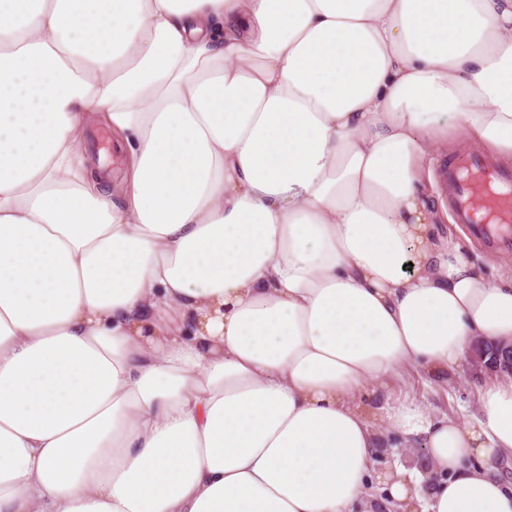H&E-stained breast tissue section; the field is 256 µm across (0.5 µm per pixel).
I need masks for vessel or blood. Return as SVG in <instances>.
<instances>
[{"label": "vessel or blood", "mask_w": 512, "mask_h": 512, "mask_svg": "<svg viewBox=\"0 0 512 512\" xmlns=\"http://www.w3.org/2000/svg\"><path fill=\"white\" fill-rule=\"evenodd\" d=\"M438 178L457 224L492 248L512 251V170L471 152L441 160Z\"/></svg>", "instance_id": "vessel-or-blood-1"}]
</instances>
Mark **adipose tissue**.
Returning a JSON list of instances; mask_svg holds the SVG:
<instances>
[{"label": "adipose tissue", "instance_id": "ef3b65f1", "mask_svg": "<svg viewBox=\"0 0 512 512\" xmlns=\"http://www.w3.org/2000/svg\"><path fill=\"white\" fill-rule=\"evenodd\" d=\"M452 135L512 157V0H0V512H512V382L358 400L512 342ZM89 140L95 159L97 160L98 151L102 152L112 167L113 177H117L121 170V160L120 157L112 151L111 131L103 124H95L90 131ZM498 378L477 366L468 354L440 379H430L413 367H406L400 377L381 384H370L361 396L362 404L377 413L395 399L410 397L428 407L433 416L451 417L470 422L478 416V390L488 379ZM386 438L392 446L399 448H384L378 452L375 456L373 469L376 472H383L389 468H393L395 465H400L405 461H408L410 452L407 451L405 454V448H401L400 438L394 432L386 434Z\"/></svg>", "mask_w": 512, "mask_h": 512}]
</instances>
